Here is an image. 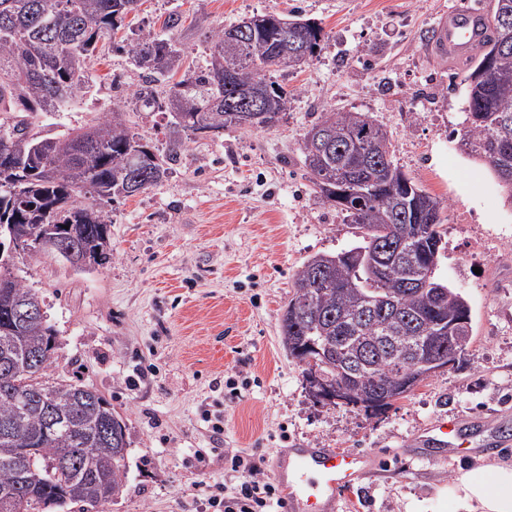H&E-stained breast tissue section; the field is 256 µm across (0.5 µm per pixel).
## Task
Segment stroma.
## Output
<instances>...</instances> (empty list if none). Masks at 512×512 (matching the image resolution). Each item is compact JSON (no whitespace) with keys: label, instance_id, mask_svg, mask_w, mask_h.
Segmentation results:
<instances>
[{"label":"stroma","instance_id":"1","mask_svg":"<svg viewBox=\"0 0 512 512\" xmlns=\"http://www.w3.org/2000/svg\"><path fill=\"white\" fill-rule=\"evenodd\" d=\"M492 11L493 0H140L116 38L172 37L188 68L204 66L215 31L255 14L321 24L309 66L273 73L288 112L269 130L231 128L179 149L151 190L115 199L112 255L78 270L57 257H14L39 291L59 347L51 378L103 394L126 423L121 494L85 512H204L209 487L234 485L231 455L255 454L263 472L280 449L328 446L375 454L379 464L340 512H453L446 490L459 468L512 465V445L431 464L410 441L444 414L512 418V201L482 162L457 148L464 76L425 51L442 12ZM115 46L69 111L33 122L55 137L132 97L143 73ZM365 112L387 131L393 161L445 204L436 275L468 300L473 339L456 363L378 415L315 402L280 337L304 261L353 245L356 230L309 182L299 150L320 113ZM128 125L168 154L165 115L126 108ZM234 379L237 398L225 400ZM222 417L213 439L204 412Z\"/></svg>","mask_w":512,"mask_h":512}]
</instances>
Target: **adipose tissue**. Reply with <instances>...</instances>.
Returning a JSON list of instances; mask_svg holds the SVG:
<instances>
[{"instance_id":"obj_1","label":"adipose tissue","mask_w":512,"mask_h":512,"mask_svg":"<svg viewBox=\"0 0 512 512\" xmlns=\"http://www.w3.org/2000/svg\"><path fill=\"white\" fill-rule=\"evenodd\" d=\"M448 495L455 512H512V466L460 470Z\"/></svg>"}]
</instances>
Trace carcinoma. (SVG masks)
Wrapping results in <instances>:
<instances>
[{"label": "carcinoma", "instance_id": "1", "mask_svg": "<svg viewBox=\"0 0 512 512\" xmlns=\"http://www.w3.org/2000/svg\"><path fill=\"white\" fill-rule=\"evenodd\" d=\"M139 0H0V225L23 234L73 239L95 253L111 241L100 202L136 195L158 185L186 141L214 138L237 127L247 89L265 98L259 129L288 112V91L268 77L288 68L285 50H322L323 27L296 15L264 13L242 41L215 31L209 61L184 73L160 97L154 90L182 67L179 50L152 32L124 46L143 67L144 85L133 95L141 112L168 116L170 154L163 157L127 125L120 106L92 125L57 137L35 130L37 112H64L92 78L99 42L112 38ZM509 22L475 55L465 78V123L460 150L486 164L512 199V0H496ZM492 69L478 70L487 58ZM309 181L360 231V241L336 254H316L298 270L281 319L282 341L298 366L327 353L322 372L331 386L357 392L375 375L413 360L417 339L443 322L449 347L462 351L472 337L470 305L454 288L417 294L405 273L439 258L437 227L444 204L392 161L387 132L363 112H322L301 140ZM18 304L42 306L36 291L0 262V496L19 490L25 512L59 503L105 504L122 492L125 422L98 391L82 400V385L44 380L57 347L46 319L19 326L9 318ZM38 354L37 374L27 359ZM64 426L52 433L46 416Z\"/></svg>", "mask_w": 512, "mask_h": 512}]
</instances>
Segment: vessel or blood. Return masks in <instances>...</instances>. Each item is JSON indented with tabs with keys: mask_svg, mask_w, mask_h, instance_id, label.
<instances>
[{
	"mask_svg": "<svg viewBox=\"0 0 512 512\" xmlns=\"http://www.w3.org/2000/svg\"><path fill=\"white\" fill-rule=\"evenodd\" d=\"M492 34L491 19L485 11L449 9L435 26L430 59L465 69ZM511 443L512 437L498 424L468 429L445 417L427 425L413 440L420 459L431 463L463 455L475 446L489 451ZM375 463V457L367 452L329 447L283 449L272 468L282 492V512H338L341 495Z\"/></svg>",
	"mask_w": 512,
	"mask_h": 512,
	"instance_id": "vessel-or-blood-1",
	"label": "vessel or blood"
}]
</instances>
